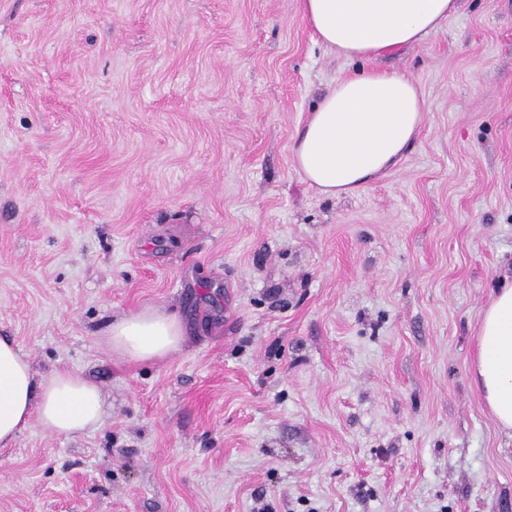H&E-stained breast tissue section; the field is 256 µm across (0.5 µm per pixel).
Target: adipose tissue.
<instances>
[{
	"label": "adipose tissue",
	"instance_id": "1",
	"mask_svg": "<svg viewBox=\"0 0 512 512\" xmlns=\"http://www.w3.org/2000/svg\"><path fill=\"white\" fill-rule=\"evenodd\" d=\"M459 8V0H301L318 41L349 59H375L422 45ZM425 120L413 81L376 69L346 76L314 106L298 131L293 160L323 196L351 195L402 158ZM185 337L180 319L146 309L115 318L102 340L135 362L164 359ZM473 379L499 430L512 437V278L494 291L479 321ZM108 406L101 389L79 372L59 368L34 381L17 345L0 337V447L14 443L31 421L58 437L102 425Z\"/></svg>",
	"mask_w": 512,
	"mask_h": 512
}]
</instances>
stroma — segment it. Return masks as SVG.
I'll use <instances>...</instances> for the list:
<instances>
[{
    "label": "stroma",
    "instance_id": "obj_1",
    "mask_svg": "<svg viewBox=\"0 0 512 512\" xmlns=\"http://www.w3.org/2000/svg\"><path fill=\"white\" fill-rule=\"evenodd\" d=\"M425 122L355 194L292 146L343 75ZM512 274V0H461L367 62L299 0H0V336L103 390L74 439L0 448V512H512V439L471 377ZM177 315L164 360L101 340ZM184 337V326L175 314L145 309L112 320L102 340L129 361L150 362L177 351Z\"/></svg>",
    "mask_w": 512,
    "mask_h": 512
}]
</instances>
